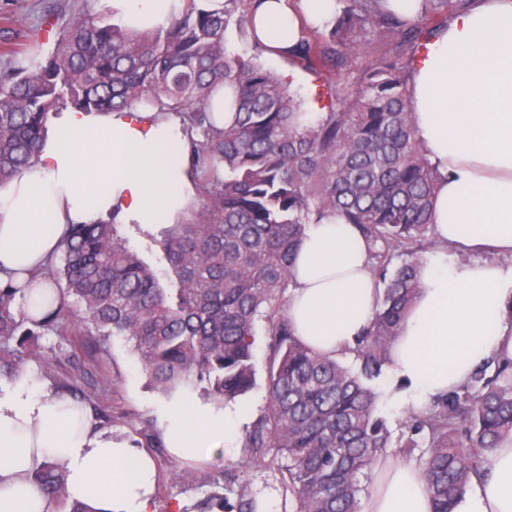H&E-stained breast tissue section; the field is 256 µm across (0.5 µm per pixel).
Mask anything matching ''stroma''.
Masks as SVG:
<instances>
[{
	"label": "stroma",
	"mask_w": 512,
	"mask_h": 512,
	"mask_svg": "<svg viewBox=\"0 0 512 512\" xmlns=\"http://www.w3.org/2000/svg\"><path fill=\"white\" fill-rule=\"evenodd\" d=\"M250 2L238 0L226 31L228 51L257 59L275 76H287L291 90L297 93L304 110L309 112L322 111L327 102L326 92H333L338 98L349 96L360 73L371 62L404 61L411 54L409 44L398 36L370 30L361 40L360 52L348 57L345 79H338L332 67L315 74L293 64L291 58L285 56L269 59L255 43L240 33L239 26L247 20ZM81 9L100 15L105 12L101 0H0V71L18 67L32 70L44 63L53 51L59 33ZM118 233L127 246L157 273L167 271L168 263L159 246V234L146 232L137 224L121 225ZM33 351V356L24 362L23 367L49 385L53 377L44 370V358L52 355L67 357L72 355L73 348L68 337L47 332L35 341ZM98 373L108 380L105 397L115 411L150 420L158 428L164 425L168 399L150 384L141 370L137 354L123 337H112ZM375 387L380 395V415L385 417L392 436H400L405 431L410 409L405 386L386 372L376 380ZM157 465L156 512H197L198 503L212 494L208 469L195 470L192 480L183 482L170 478L167 461L158 460Z\"/></svg>",
	"instance_id": "stroma-1"
}]
</instances>
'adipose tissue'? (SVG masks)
Returning <instances> with one entry per match:
<instances>
[{
	"label": "adipose tissue",
	"mask_w": 512,
	"mask_h": 512,
	"mask_svg": "<svg viewBox=\"0 0 512 512\" xmlns=\"http://www.w3.org/2000/svg\"><path fill=\"white\" fill-rule=\"evenodd\" d=\"M130 32L168 27L182 0H103ZM336 0H253L254 40L284 54L301 21L319 25ZM413 117L438 172L431 222L441 251L419 268L422 289L390 347L391 370L415 408L463 385L487 358L512 360V0H474L414 63ZM197 203L180 117L142 108L49 114L39 151L0 188V288L27 286L23 310L41 318L57 293L43 269L75 224L182 223ZM468 254L449 262L446 247ZM354 225H310L292 265L288 317L311 349L340 358L369 325L380 290ZM0 397V512H58L30 476L62 461L69 500L95 512H155L158 472L130 438L94 430L87 408L30 371ZM248 411L173 397L161 435L173 457L211 461ZM487 476L464 487L456 512H512V442L488 453ZM360 512H433L422 467L387 455L374 465Z\"/></svg>",
	"instance_id": "1"
}]
</instances>
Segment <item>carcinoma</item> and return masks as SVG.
<instances>
[{
  "label": "carcinoma",
  "instance_id": "obj_1",
  "mask_svg": "<svg viewBox=\"0 0 512 512\" xmlns=\"http://www.w3.org/2000/svg\"><path fill=\"white\" fill-rule=\"evenodd\" d=\"M236 0L208 12L184 0L166 30L133 35L91 13L76 17L45 63L0 74V186L37 154L49 113L71 106L89 111L148 105L180 116L191 138L199 208L185 224L164 230L161 249L168 285L118 235L116 224H74L62 265L44 274L63 299L40 319L22 314L24 289H0V379L32 355L44 332L89 336L95 364L109 341L132 342L141 369L159 392L202 389L222 405L256 387L257 325L269 338L267 402L245 429L248 461L277 475L299 512H358L360 476L391 447L371 385L389 366L398 327L418 297L417 254L430 242L437 173L416 136L408 73L411 63L374 61L357 90L330 101L313 126L300 127V100L252 59L227 52L225 32ZM452 0H422L419 16L402 21L378 0H349L332 38L343 54L304 39L288 54L305 69H342L368 26L417 44L439 26L427 22ZM232 89L234 119L216 127L210 100ZM337 216L370 244L372 271L383 281L379 308L354 349V371L301 344L288 320L286 291L294 253L310 224ZM404 257L392 267L396 257ZM77 306L80 313L71 310ZM61 374L62 391L113 422L99 384L85 391L68 372L70 360L45 358ZM136 442L167 458L160 433L140 421ZM405 447L427 432L419 461L433 512H455L469 476L486 453L512 439V360L488 359L468 382L413 411ZM213 484L233 491L240 466H209ZM34 482L50 500L67 501L66 473L48 461ZM230 512H258L244 493L235 503L208 497Z\"/></svg>",
  "mask_w": 512,
  "mask_h": 512
}]
</instances>
